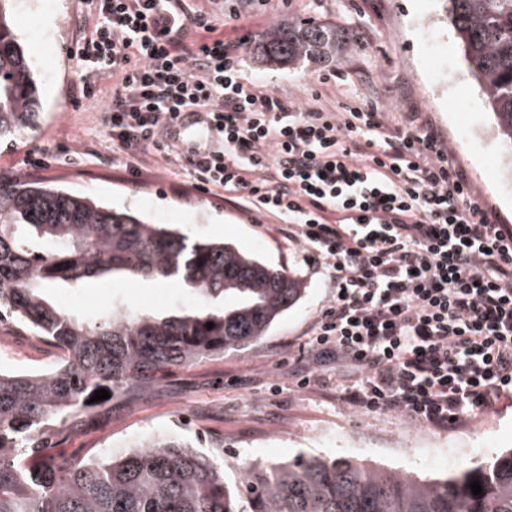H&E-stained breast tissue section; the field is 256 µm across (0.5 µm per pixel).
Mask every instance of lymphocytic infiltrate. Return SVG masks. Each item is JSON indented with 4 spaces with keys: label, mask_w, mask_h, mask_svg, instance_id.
Returning <instances> with one entry per match:
<instances>
[{
    "label": "lymphocytic infiltrate",
    "mask_w": 512,
    "mask_h": 512,
    "mask_svg": "<svg viewBox=\"0 0 512 512\" xmlns=\"http://www.w3.org/2000/svg\"><path fill=\"white\" fill-rule=\"evenodd\" d=\"M71 57L110 78L112 160L149 153L199 193L287 226L331 285L305 369L364 413L448 429L512 391V228L491 220L434 132L363 100L297 104L242 70V45L179 0H89ZM206 112L203 147L166 138Z\"/></svg>",
    "instance_id": "f902f5d3"
}]
</instances>
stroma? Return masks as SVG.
Instances as JSON below:
<instances>
[{
    "mask_svg": "<svg viewBox=\"0 0 512 512\" xmlns=\"http://www.w3.org/2000/svg\"><path fill=\"white\" fill-rule=\"evenodd\" d=\"M443 6V0H268L259 9L243 6L241 17L225 25L224 38L241 42L249 80L293 101L303 102L322 88L334 106L362 97L393 115L417 113L465 172L491 219L512 226V159L497 141ZM9 11L34 64L43 110L27 140L0 141V175L27 174V154L48 152L52 160L40 169L41 177L154 223L177 225L191 238L232 243L294 273L306 288L250 350L167 371L138 399L113 404L111 412L76 427L56 448L57 456L119 455L172 437L193 441L229 465L347 456L425 477L512 448V398L467 425L430 429L433 441L425 447L394 453L390 436L413 432V424L388 414L358 415L331 387H299L303 333L328 299L326 278L295 253L271 220L225 203L223 194L195 192L186 179L165 170L135 180L112 165L101 124L112 84L77 71L69 55L83 30V0H11ZM303 19L334 25L342 34L361 33L363 40L320 64L276 68L255 61L252 47L270 26ZM85 86L90 92L83 97L79 90ZM49 294L63 309L82 314L116 300L160 314L199 304L172 285L121 277ZM0 336L10 340L0 347V369L54 367L58 349L37 336L8 321H0Z\"/></svg>",
    "mask_w": 512,
    "mask_h": 512,
    "instance_id": "1",
    "label": "stroma"
}]
</instances>
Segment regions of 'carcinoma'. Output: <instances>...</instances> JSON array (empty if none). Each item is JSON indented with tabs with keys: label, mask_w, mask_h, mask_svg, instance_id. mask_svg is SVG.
<instances>
[{
	"label": "carcinoma",
	"mask_w": 512,
	"mask_h": 512,
	"mask_svg": "<svg viewBox=\"0 0 512 512\" xmlns=\"http://www.w3.org/2000/svg\"><path fill=\"white\" fill-rule=\"evenodd\" d=\"M0 0V140L41 118L35 72ZM468 71L512 156V0H445ZM336 28L288 23L262 36L272 66L336 58ZM169 280L201 300L160 315L109 304L60 309L44 289L105 276ZM305 292L296 275L215 240H194L88 196L0 177V317L63 352L51 370H0V512H512V449L444 478L412 479L346 457L241 464L179 439L122 455L57 458L55 441L173 367L257 343ZM212 322L209 329L206 324ZM110 398L89 402L94 391ZM479 481L475 496L469 484Z\"/></svg>",
	"instance_id": "1"
}]
</instances>
